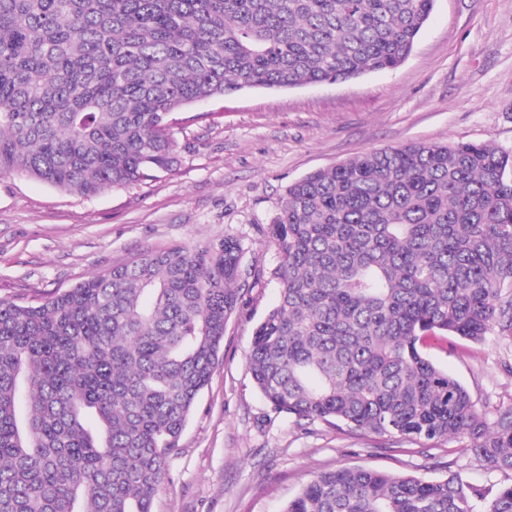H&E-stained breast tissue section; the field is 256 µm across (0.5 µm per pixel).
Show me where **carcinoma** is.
Wrapping results in <instances>:
<instances>
[{
	"label": "carcinoma",
	"instance_id": "carcinoma-1",
	"mask_svg": "<svg viewBox=\"0 0 512 512\" xmlns=\"http://www.w3.org/2000/svg\"><path fill=\"white\" fill-rule=\"evenodd\" d=\"M434 0H0V177L93 196L173 172L170 114L248 88L398 67ZM280 299L247 356L296 420L425 445L466 441L512 471V408L490 426L423 352L512 337V155L412 142L314 171L268 225ZM234 238L145 251L38 304L0 297V512H152L240 300ZM284 512H512L371 468L315 475Z\"/></svg>",
	"mask_w": 512,
	"mask_h": 512
}]
</instances>
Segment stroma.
Wrapping results in <instances>:
<instances>
[{
    "label": "stroma",
    "mask_w": 512,
    "mask_h": 512,
    "mask_svg": "<svg viewBox=\"0 0 512 512\" xmlns=\"http://www.w3.org/2000/svg\"><path fill=\"white\" fill-rule=\"evenodd\" d=\"M189 150L175 171L92 197L0 178V297L36 302L147 249L236 238L250 277L220 361L181 436L152 512H282L313 475L372 468L486 489L512 483L462 442L423 447L275 410L246 364L276 305L280 257L266 230L290 184L411 142L490 143L512 155V0H435L398 68L301 87L246 89L170 116ZM487 423L512 408V337L427 346Z\"/></svg>",
    "instance_id": "stroma-1"
}]
</instances>
